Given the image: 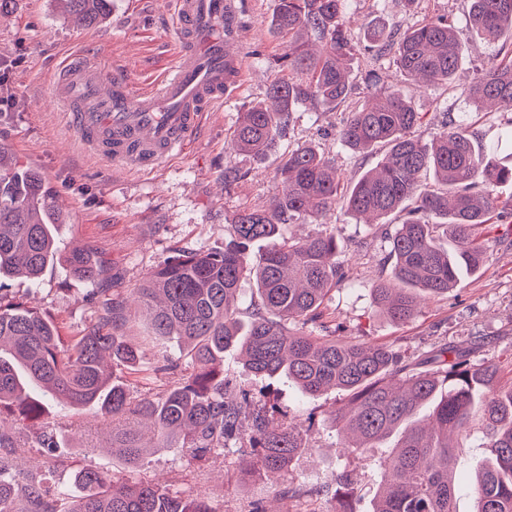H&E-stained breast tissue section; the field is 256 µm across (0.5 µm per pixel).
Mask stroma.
Instances as JSON below:
<instances>
[{
  "instance_id": "obj_1",
  "label": "stroma",
  "mask_w": 512,
  "mask_h": 512,
  "mask_svg": "<svg viewBox=\"0 0 512 512\" xmlns=\"http://www.w3.org/2000/svg\"><path fill=\"white\" fill-rule=\"evenodd\" d=\"M469 0H347L344 20L355 42L361 43L370 26L386 21L408 27L418 20L447 16L459 30L468 25ZM276 0H245L236 50L244 76L235 93L206 112L189 149L167 159L155 172L129 173L79 148L50 100L47 78L68 60L82 55L97 59L105 71L126 72L135 86L154 83L166 70L172 43L169 38V0H111L107 13L94 25L77 28L62 10V0H13L9 14L0 16V100L12 103L0 112V145L10 159L37 169L56 191L61 222L55 227L59 251L88 245L105 263L107 287L122 296L134 320L128 334L144 354L143 372L119 370L130 394L139 398L173 385L185 373L177 367L154 373V366L180 355L177 340L154 339L134 299L141 280L174 251L220 250L235 212L245 206L271 207L278 193L275 173L288 151L315 146L334 161L342 182H356L378 161L379 152L356 154L343 146L336 132L344 106L297 105L286 137L265 160L231 153L230 138L241 112L263 98L270 64L284 38L273 24ZM383 67L390 83L411 98L423 122L416 130L432 141L447 118L474 115L478 143L487 153L504 158L507 145L504 112H474L463 96L439 87L408 85L392 58L376 59L360 52L350 63L354 84L365 73ZM240 173L232 188L224 186L225 166ZM335 227L339 259L346 279L331 293L329 311L337 336L345 341L393 345L405 362L422 359L433 347L448 343L472 346L477 363L512 364V217L504 216L489 229V261L478 274L462 275L448 295L421 302L408 322L397 323L377 308L373 290L384 275L382 258L388 243L381 229L360 223L337 205L326 217L286 225V235L306 237ZM6 285L30 307L58 319L68 336L83 334L94 315L85 303V282L73 278L63 265H47L37 283L6 278ZM224 378L251 395L268 394L280 419L306 428V448L277 483L245 474L238 457L215 453L202 461L186 449L159 448L132 466L112 453V425L77 412L64 401L48 398L44 422L17 429L20 444L13 457L26 469L40 459L36 436L42 423L59 434L57 457L48 484L64 488L71 482L73 463L102 468L117 479L137 482L156 478L182 496H204L215 512H338L337 473L347 474L360 498L361 512L382 479L379 465L387 446L355 454L345 448L331 416L350 396L331 389L310 398L287 380L255 377L238 351L224 354ZM464 450L455 461L457 512H472L473 487L480 463L490 455L479 427L464 437Z\"/></svg>"
}]
</instances>
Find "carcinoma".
<instances>
[{
	"label": "carcinoma",
	"mask_w": 512,
	"mask_h": 512,
	"mask_svg": "<svg viewBox=\"0 0 512 512\" xmlns=\"http://www.w3.org/2000/svg\"><path fill=\"white\" fill-rule=\"evenodd\" d=\"M346 0H277L273 25L288 37L271 70L265 97L251 104L232 133L230 148L267 157L285 137L298 104L336 107L352 85L347 66L359 45L342 14ZM76 27L95 22L107 0H67ZM499 45L496 58L469 81L459 74L464 38ZM367 38L380 55L393 54L400 74L417 87L459 92L477 109L512 112V0H471L462 33L445 18L424 19L404 30L375 27ZM288 71L290 78L277 75ZM421 113L411 100L371 71L363 97L338 129L352 151L381 148L376 165L345 189L335 164L312 146L288 154L277 169L279 194L271 210L245 207L233 217L221 251H177L135 289L152 333L179 340L187 373L162 394L132 399L111 367L140 364L138 349L125 336L123 302L107 300L83 335H61L58 323L8 293L0 283V423L9 411L18 421L36 420L41 401L30 386L66 400L76 411L93 409L112 421V450L137 465L145 444L129 419L145 418L156 448L181 443L200 460L218 451L237 453L258 476L275 478L305 449L298 427L275 418L276 407L232 393L224 381V352L241 346L245 367L264 378H284L308 396L335 388L351 395L335 423L348 447L363 450L402 429L384 459V481L369 512H456L451 464L461 451L459 436L481 421L485 445L495 461L478 475L475 512H512V380L501 385L500 368L474 364L470 351L439 346L427 370L401 366L391 345H366L320 336L326 329L325 301L343 279L336 229L307 238L285 237L282 226L315 219L344 202L354 217L384 227L403 220L389 236L390 272L374 288L380 312L394 322L412 318L423 297L452 291L464 273L489 260L487 228L506 210L497 188L512 183V165L487 160L468 119H450L427 145L413 134ZM0 145V275L34 283L58 255L52 229L54 194L34 169L5 163ZM432 169L440 187L424 189L422 171ZM445 227L448 247L438 243ZM266 249L252 257L255 243ZM73 276L97 288L101 267L87 246L61 255ZM254 280L258 301L250 321L239 320V286ZM18 443L0 427V512H59L64 491L51 494L36 473L13 468ZM80 493L66 512H216L203 497H182L159 481L122 483L107 471H74ZM341 512H360L350 483L336 475Z\"/></svg>",
	"instance_id": "1"
}]
</instances>
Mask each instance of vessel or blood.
<instances>
[{
  "label": "vessel or blood",
  "mask_w": 512,
  "mask_h": 512,
  "mask_svg": "<svg viewBox=\"0 0 512 512\" xmlns=\"http://www.w3.org/2000/svg\"><path fill=\"white\" fill-rule=\"evenodd\" d=\"M178 48L165 77L149 88L106 76L92 59L64 65L50 84L80 145L128 171L150 172L188 148L207 109L234 89L241 59L229 48L242 0H172Z\"/></svg>",
  "instance_id": "vessel-or-blood-1"
}]
</instances>
